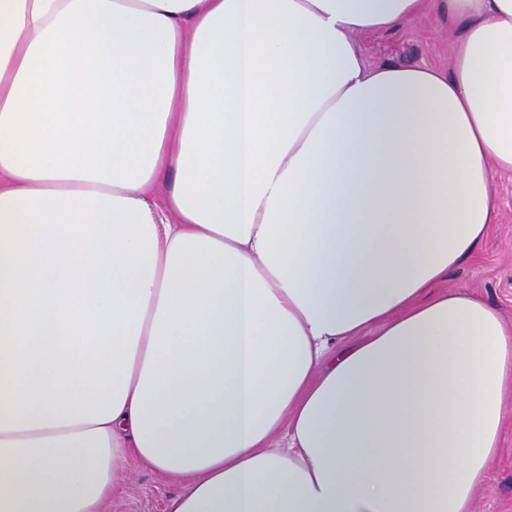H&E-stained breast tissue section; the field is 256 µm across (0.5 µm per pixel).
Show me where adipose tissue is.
Segmentation results:
<instances>
[{
    "mask_svg": "<svg viewBox=\"0 0 512 512\" xmlns=\"http://www.w3.org/2000/svg\"><path fill=\"white\" fill-rule=\"evenodd\" d=\"M462 23L452 66L359 35ZM512 172V0H0V512H471L512 328L434 284ZM180 489L178 483L141 468L129 461L117 478L116 489L108 501L107 512H165L170 497Z\"/></svg>",
    "mask_w": 512,
    "mask_h": 512,
    "instance_id": "adipose-tissue-1",
    "label": "adipose tissue"
}]
</instances>
